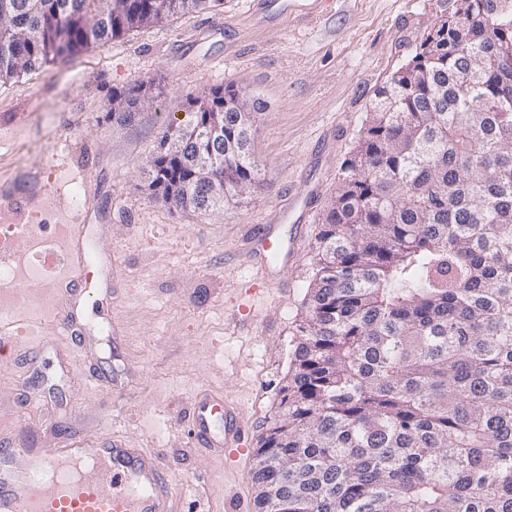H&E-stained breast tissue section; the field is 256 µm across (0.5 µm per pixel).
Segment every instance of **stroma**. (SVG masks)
Masks as SVG:
<instances>
[{
	"label": "stroma",
	"instance_id": "obj_1",
	"mask_svg": "<svg viewBox=\"0 0 512 512\" xmlns=\"http://www.w3.org/2000/svg\"><path fill=\"white\" fill-rule=\"evenodd\" d=\"M451 4L300 0L261 23L252 0H224L0 84V208L38 200L26 221L46 234L62 217L85 218L94 267L74 357L47 344L54 289L28 291L0 316L11 343L0 363V445L115 435L162 457L175 512H253V450L278 409L341 167L376 89ZM225 85L260 106L264 179L223 214L175 209L146 189L148 153L186 120L188 99ZM136 86L152 88V100L129 121L113 118L112 94ZM311 187L298 262L263 278L253 234L273 223L288 235ZM204 394L238 403L246 454L191 437V403Z\"/></svg>",
	"mask_w": 512,
	"mask_h": 512
}]
</instances>
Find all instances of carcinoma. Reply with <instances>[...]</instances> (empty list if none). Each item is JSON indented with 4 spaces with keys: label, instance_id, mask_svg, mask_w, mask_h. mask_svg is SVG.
I'll return each instance as SVG.
<instances>
[{
    "label": "carcinoma",
    "instance_id": "obj_1",
    "mask_svg": "<svg viewBox=\"0 0 512 512\" xmlns=\"http://www.w3.org/2000/svg\"><path fill=\"white\" fill-rule=\"evenodd\" d=\"M468 0L374 94L316 242L306 315L251 470L256 512H512V0ZM223 0H0V83ZM146 93L114 92L112 115ZM231 86L238 155L222 213L254 188L257 112ZM149 190L200 214L188 157H148Z\"/></svg>",
    "mask_w": 512,
    "mask_h": 512
}]
</instances>
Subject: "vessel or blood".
Here are the masks:
<instances>
[{"mask_svg":"<svg viewBox=\"0 0 512 512\" xmlns=\"http://www.w3.org/2000/svg\"><path fill=\"white\" fill-rule=\"evenodd\" d=\"M73 245L64 256L67 276L79 283L92 265L83 248L85 228L74 225ZM261 262L293 263L302 235L281 238L274 225L255 236ZM59 329L76 336L75 302L62 301L55 315ZM193 434L213 448H239L245 425L239 409L220 397L200 396L191 413ZM0 512H173L169 475L151 450L124 439L72 437L65 446L0 448Z\"/></svg>","mask_w":512,"mask_h":512,"instance_id":"obj_1","label":"vessel or blood"}]
</instances>
